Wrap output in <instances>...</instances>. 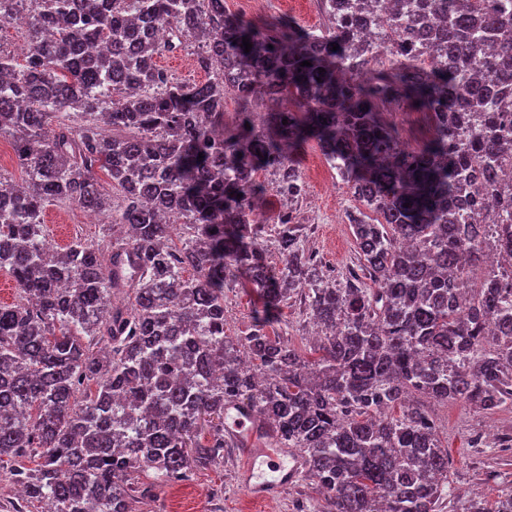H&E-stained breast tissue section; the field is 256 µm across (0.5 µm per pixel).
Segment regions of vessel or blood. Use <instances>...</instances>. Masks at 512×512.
I'll list each match as a JSON object with an SVG mask.
<instances>
[{
  "label": "vessel or blood",
  "instance_id": "vessel-or-blood-1",
  "mask_svg": "<svg viewBox=\"0 0 512 512\" xmlns=\"http://www.w3.org/2000/svg\"><path fill=\"white\" fill-rule=\"evenodd\" d=\"M238 417L242 425L235 430L234 435L242 439L247 448L237 484L253 500L276 498L302 477L304 463L287 449L271 448L257 442L253 425L246 422V412H239Z\"/></svg>",
  "mask_w": 512,
  "mask_h": 512
}]
</instances>
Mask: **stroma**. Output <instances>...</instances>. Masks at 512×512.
Returning a JSON list of instances; mask_svg holds the SVG:
<instances>
[{
	"mask_svg": "<svg viewBox=\"0 0 512 512\" xmlns=\"http://www.w3.org/2000/svg\"><path fill=\"white\" fill-rule=\"evenodd\" d=\"M266 13H251L245 0H224L234 13L258 26L279 19L291 20L295 26L311 30L325 27L327 18L318 0H266ZM199 51L194 41L183 48L158 56L157 65L170 76L185 83L202 84L209 72L196 64ZM297 168L305 177L306 193L295 208V215L307 230L306 247L334 275H342L355 264L357 253L347 214L353 209V195L344 181H337L335 192H327L318 180L308 178L324 155L316 141H308L295 154ZM257 179L266 188L265 202L259 219L265 226L263 248L272 271H279L284 258L277 242L275 224L287 202L276 191V176L261 171ZM43 230L54 246L63 248L76 239L94 240L101 236V224L85 221L83 210L62 203L49 202L43 209ZM254 295L239 288L224 291L225 330L229 335L246 329L255 314ZM271 328L301 352H308L313 341V322L299 305L284 306L270 317ZM435 418L440 440L448 450V479L458 493L477 494L493 502L502 490L512 488V447L501 442L512 437V407L491 414L475 412L460 401L425 404ZM242 460L240 449H230L223 463L192 472L187 479L158 488L155 497L143 501L139 512H321L325 497L311 478L288 490L275 503L254 505L236 488V473Z\"/></svg>",
	"mask_w": 512,
	"mask_h": 512,
	"instance_id": "obj_1",
	"label": "stroma"
}]
</instances>
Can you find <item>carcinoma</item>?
Here are the masks:
<instances>
[{
	"label": "carcinoma",
	"instance_id": "carcinoma-1",
	"mask_svg": "<svg viewBox=\"0 0 512 512\" xmlns=\"http://www.w3.org/2000/svg\"><path fill=\"white\" fill-rule=\"evenodd\" d=\"M376 2L339 25L323 0L315 34L258 28L224 0H0L1 23L27 16L25 64L0 49V134L25 171L21 184L0 174V270L19 293L0 305V459L15 460L24 500L136 512L154 485L135 472L175 483L239 447L224 433L233 407L301 455L323 512H444L455 498L448 449L414 396L512 406V289L466 271L489 246L512 261V223H488L492 205L512 217L498 194L512 121L491 108L512 86V17L495 0H416L417 16L443 20L419 30L432 56L385 66L359 39ZM481 30L500 34L497 54L472 70ZM187 40L203 43L201 68L219 57L224 70L204 84L166 75L156 57ZM232 88L239 123L216 140ZM284 92L298 108L257 129L249 107ZM404 101L435 122L417 151L380 112ZM71 110L81 125L59 120ZM310 139L370 211L349 215L359 258L340 283L290 210L280 275L263 258L256 174L301 197L283 145ZM53 201L107 216L109 254L84 240L57 250L41 224ZM237 283L265 310L300 293L325 329L310 359L261 319L226 334L224 287ZM460 512H512V490Z\"/></svg>",
	"mask_w": 512,
	"mask_h": 512
}]
</instances>
